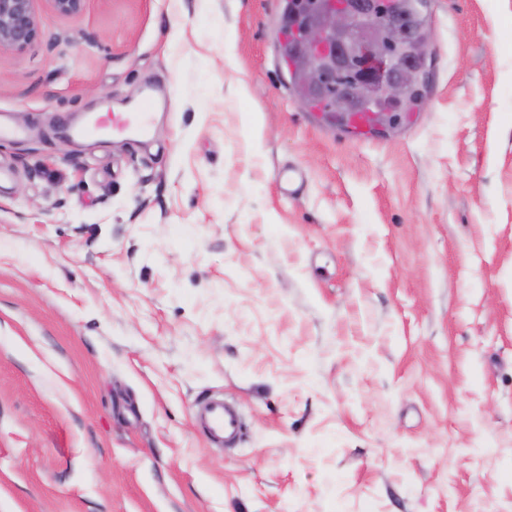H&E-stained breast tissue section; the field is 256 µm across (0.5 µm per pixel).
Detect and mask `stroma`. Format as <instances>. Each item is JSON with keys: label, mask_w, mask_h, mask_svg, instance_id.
<instances>
[{"label": "stroma", "mask_w": 512, "mask_h": 512, "mask_svg": "<svg viewBox=\"0 0 512 512\" xmlns=\"http://www.w3.org/2000/svg\"><path fill=\"white\" fill-rule=\"evenodd\" d=\"M35 7L0 51V512H512V0H428L423 95L364 135L297 96L283 0ZM148 87L149 140L69 138ZM204 418L207 431L213 440L224 441L238 433L239 417L224 401H211L205 409Z\"/></svg>", "instance_id": "1"}]
</instances>
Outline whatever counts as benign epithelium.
<instances>
[{
    "label": "benign epithelium",
    "mask_w": 512,
    "mask_h": 512,
    "mask_svg": "<svg viewBox=\"0 0 512 512\" xmlns=\"http://www.w3.org/2000/svg\"><path fill=\"white\" fill-rule=\"evenodd\" d=\"M52 13L73 16L86 0H48ZM44 25L34 0H0V48L21 52L35 42ZM409 43L414 61L398 65L391 48ZM430 50V36L415 37L377 0H323L319 18L307 29L299 51L300 86L305 93L322 89L336 73L354 69L351 86L333 95L341 114L380 104L400 108L416 73L415 63Z\"/></svg>",
    "instance_id": "obj_1"
}]
</instances>
